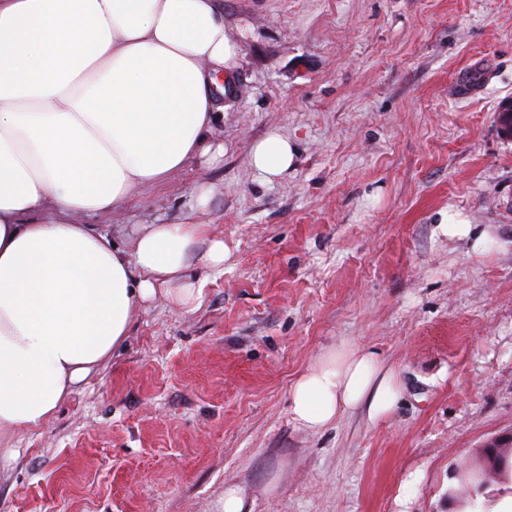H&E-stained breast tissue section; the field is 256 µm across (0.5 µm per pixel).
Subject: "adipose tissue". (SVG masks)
Segmentation results:
<instances>
[{"mask_svg": "<svg viewBox=\"0 0 512 512\" xmlns=\"http://www.w3.org/2000/svg\"><path fill=\"white\" fill-rule=\"evenodd\" d=\"M238 58L224 0H0L1 454L17 456L14 434L111 358L141 305L194 309V265L228 258L205 224L141 225L126 251L80 217L222 158L209 134ZM295 154L274 132L251 162L272 180ZM399 395L374 352L330 348L294 382L289 412L320 431L361 408L385 417Z\"/></svg>", "mask_w": 512, "mask_h": 512, "instance_id": "obj_1", "label": "adipose tissue"}]
</instances>
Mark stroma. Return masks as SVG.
Wrapping results in <instances>:
<instances>
[{
  "label": "stroma",
  "mask_w": 512,
  "mask_h": 512,
  "mask_svg": "<svg viewBox=\"0 0 512 512\" xmlns=\"http://www.w3.org/2000/svg\"><path fill=\"white\" fill-rule=\"evenodd\" d=\"M240 58L191 161L109 230L207 224L191 311L140 308L122 348L0 457V512H458L457 470L512 431V0H224ZM296 148L264 182L250 148ZM210 189L200 204V187ZM463 213L493 243L437 225ZM354 344L399 376L387 417L313 432L296 378Z\"/></svg>",
  "instance_id": "35a3bbf8"
}]
</instances>
